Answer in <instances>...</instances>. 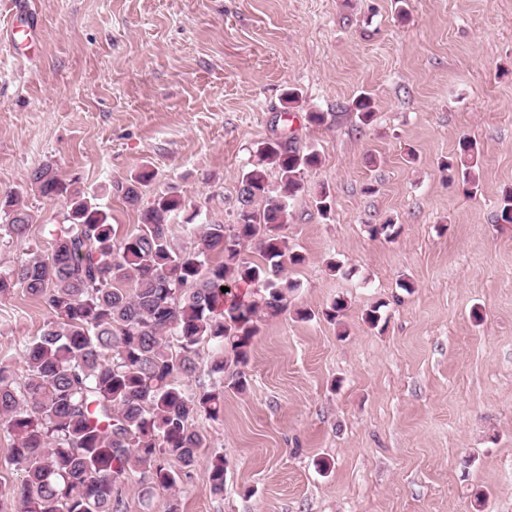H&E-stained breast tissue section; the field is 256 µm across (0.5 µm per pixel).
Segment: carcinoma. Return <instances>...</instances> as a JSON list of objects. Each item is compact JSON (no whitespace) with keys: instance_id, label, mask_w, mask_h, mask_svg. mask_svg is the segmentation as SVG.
I'll return each mask as SVG.
<instances>
[{"instance_id":"obj_1","label":"carcinoma","mask_w":512,"mask_h":512,"mask_svg":"<svg viewBox=\"0 0 512 512\" xmlns=\"http://www.w3.org/2000/svg\"><path fill=\"white\" fill-rule=\"evenodd\" d=\"M358 118L374 113L371 97L352 103ZM320 163L313 151L278 140L262 142L239 179L236 221L192 224L191 246L174 243L170 224L184 205L170 191L140 213L117 238L108 214L51 163L31 171L44 198L66 203V223L47 229L49 248L29 247L24 260L0 271V295L20 288L44 304L51 318L16 349L25 376L0 357V427L13 436L9 460L23 473L13 489L18 512H123L125 480L140 474L144 493L171 491L199 462L205 434L194 423L217 420L224 389L242 391L257 322L288 308L295 284L288 264L304 256L288 245V201L306 171ZM279 173L272 185L267 168ZM481 154L465 139L443 169L466 190L478 186ZM154 172L127 183L135 207ZM33 216L18 194L0 195V243L29 237ZM253 244L257 262L240 257ZM261 284L244 300L237 290ZM228 291L223 292L221 288ZM213 346L212 382L190 391L180 378L198 368V350ZM210 491L224 493V455L209 460Z\"/></svg>"}]
</instances>
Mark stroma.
Segmentation results:
<instances>
[{"label": "stroma", "mask_w": 512, "mask_h": 512, "mask_svg": "<svg viewBox=\"0 0 512 512\" xmlns=\"http://www.w3.org/2000/svg\"><path fill=\"white\" fill-rule=\"evenodd\" d=\"M21 18L40 39L14 52L1 39ZM363 92L367 125L350 109ZM465 137L482 152L472 196L439 168ZM267 139L321 157L283 229L306 257L286 269L297 287L259 321L248 386L202 423L195 469L148 497L129 474L126 512H165L173 495L180 512H512V224L498 219L512 190V0H0V193L31 210L30 241L66 211L29 183L44 163L78 178L121 235L139 211L120 186L150 167L142 201L177 191L171 235L186 245L187 214L233 223ZM389 219L395 239L370 235ZM30 241L1 245L0 270ZM337 298L336 323L324 311ZM49 317L22 290L0 297V356ZM210 491L215 495L224 493L226 462L222 454H215L209 460Z\"/></svg>", "instance_id": "stroma-1"}]
</instances>
